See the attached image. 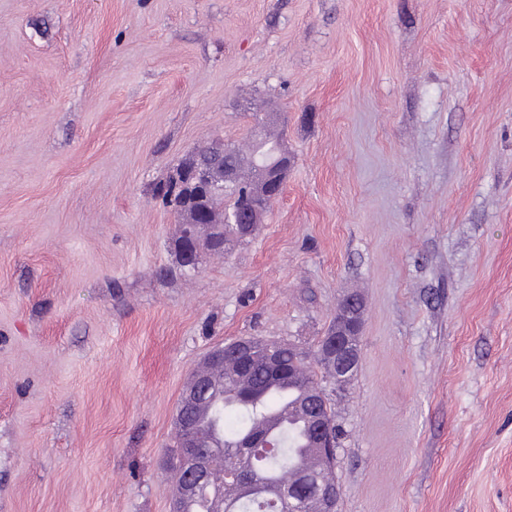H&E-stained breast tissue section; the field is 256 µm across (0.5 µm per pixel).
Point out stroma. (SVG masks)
I'll list each match as a JSON object with an SVG mask.
<instances>
[{
	"label": "stroma",
	"instance_id": "35a3bbf8",
	"mask_svg": "<svg viewBox=\"0 0 512 512\" xmlns=\"http://www.w3.org/2000/svg\"><path fill=\"white\" fill-rule=\"evenodd\" d=\"M284 112L250 241L149 193ZM366 305L338 512H512V0H0V512H169L214 348Z\"/></svg>",
	"mask_w": 512,
	"mask_h": 512
}]
</instances>
